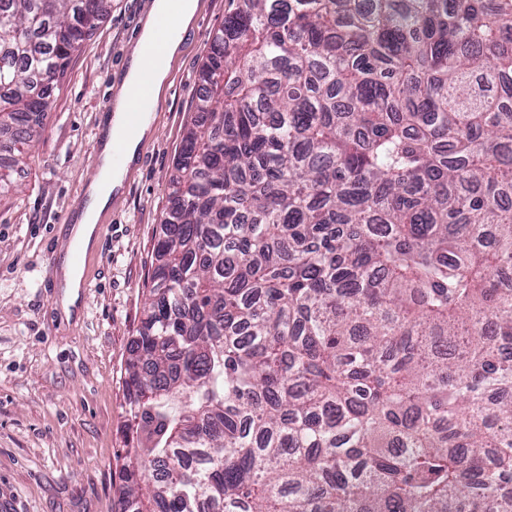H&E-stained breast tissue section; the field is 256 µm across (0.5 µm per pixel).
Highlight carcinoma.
Instances as JSON below:
<instances>
[{
  "label": "carcinoma",
  "instance_id": "obj_1",
  "mask_svg": "<svg viewBox=\"0 0 512 512\" xmlns=\"http://www.w3.org/2000/svg\"><path fill=\"white\" fill-rule=\"evenodd\" d=\"M110 4L0 0L12 164ZM202 79L124 512H512V0H228Z\"/></svg>",
  "mask_w": 512,
  "mask_h": 512
}]
</instances>
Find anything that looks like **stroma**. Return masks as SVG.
I'll return each instance as SVG.
<instances>
[{
    "label": "stroma",
    "instance_id": "1",
    "mask_svg": "<svg viewBox=\"0 0 512 512\" xmlns=\"http://www.w3.org/2000/svg\"><path fill=\"white\" fill-rule=\"evenodd\" d=\"M151 2L112 0L53 87L42 136L13 175L15 191L0 196V512L124 510L130 343L153 285L169 180L227 0H199L152 136L100 220L75 319H63L48 284L58 275L61 235L95 174L100 108L121 80Z\"/></svg>",
    "mask_w": 512,
    "mask_h": 512
}]
</instances>
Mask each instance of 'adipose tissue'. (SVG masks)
Returning <instances> with one entry per match:
<instances>
[{"label":"adipose tissue","instance_id":"ef3b65f1","mask_svg":"<svg viewBox=\"0 0 512 512\" xmlns=\"http://www.w3.org/2000/svg\"><path fill=\"white\" fill-rule=\"evenodd\" d=\"M198 10V0H153L143 23L140 41L143 44L163 38L160 55L147 58L140 49H133L126 74L117 87L112 110L114 125L124 124L127 113H141L142 118L129 133L125 146V166H112V140L102 137L97 146V173L86 186L87 203L72 224L71 240L80 242L84 250H92L98 243L97 226L102 214L123 186L127 169L133 166L143 141L152 134L153 113L168 81L171 64L179 54L186 34L190 31ZM148 83L150 94L146 99L134 100L132 90L141 83Z\"/></svg>","mask_w":512,"mask_h":512}]
</instances>
